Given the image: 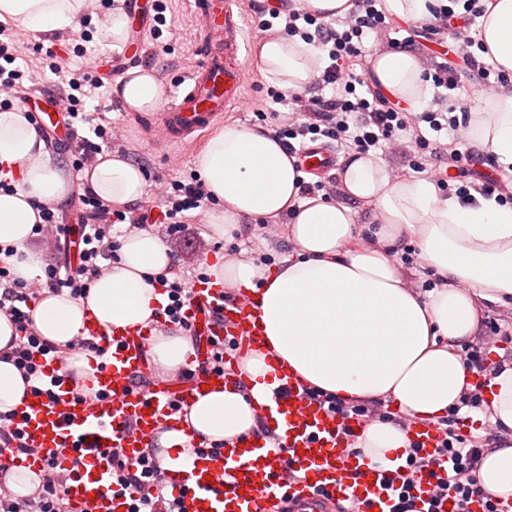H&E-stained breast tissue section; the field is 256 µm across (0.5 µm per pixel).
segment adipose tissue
<instances>
[{
  "instance_id": "1",
  "label": "adipose tissue",
  "mask_w": 512,
  "mask_h": 512,
  "mask_svg": "<svg viewBox=\"0 0 512 512\" xmlns=\"http://www.w3.org/2000/svg\"><path fill=\"white\" fill-rule=\"evenodd\" d=\"M479 36L498 67L512 74V0H485ZM86 0H0V21L33 32L74 29ZM321 50L315 43L276 35L265 39L258 58L269 77L288 91L310 82ZM421 57L412 51H379L370 78L390 98L412 111L424 108L429 89ZM131 112H154L167 89L147 70L127 71L113 88ZM468 122L480 146L512 166V91L472 107ZM195 168L218 207L208 215L211 232L226 237L244 222L277 223L290 215L288 238L296 259L279 267L225 259L210 273L226 286L257 291L265 326V351H249L238 364L247 389L228 385L186 408L185 421L200 439L231 441L249 436L257 409L270 391L274 366L291 370L304 385L341 401H390L401 413L437 421L458 405L476 377L457 348L474 336L483 304L512 301V206L495 199L462 205L442 196L429 176L392 178L376 155L351 154L338 172L336 200L299 195L293 158L268 132L226 126L195 159ZM0 169L12 172L15 192L0 191V246L18 251L16 275L27 283L43 276L41 256L28 246L39 203H58L72 184L53 164L45 141L27 112L0 109ZM82 178L102 199L119 205L138 200L144 175L132 161L104 156ZM370 210L364 224L355 206ZM413 237L437 284L413 288L391 251ZM171 256L148 231L127 236L120 260L96 281L88 298L43 294L33 324L44 339L65 347L86 314L118 328L152 323L167 295L153 278ZM151 364L174 373L195 357L183 330H153L147 340ZM487 404L501 436L483 458L477 481L499 497L512 496V367L490 365ZM407 446L405 432L387 422L370 424L356 447L365 460L396 466Z\"/></svg>"
}]
</instances>
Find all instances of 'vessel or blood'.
Wrapping results in <instances>:
<instances>
[{
  "label": "vessel or blood",
  "instance_id": "vessel-or-blood-1",
  "mask_svg": "<svg viewBox=\"0 0 512 512\" xmlns=\"http://www.w3.org/2000/svg\"><path fill=\"white\" fill-rule=\"evenodd\" d=\"M238 0H195L201 22L197 44L199 65L186 87L164 111L147 119L163 142L190 147L240 104L248 74V43ZM33 115L37 123L65 147H72L71 131L58 117L55 107L41 105ZM305 170L326 172L336 165V155L314 143L301 153ZM193 302L184 314L189 323L202 326L215 343L227 344L230 354L260 348L264 326L258 298L247 292L228 300L222 285L197 281L192 285ZM209 305L217 318L202 317L199 304ZM150 328L136 331L102 324L87 317L81 336L92 337L104 347V367L95 373L94 404L76 399L73 387L58 361L43 358V381L47 393L29 395L20 407L18 422L34 453L20 455L16 464L46 477L50 452L66 449L61 468L72 476L66 485L68 498L84 512H128L127 495L112 486L106 452L121 449L134 460L143 449L158 444L164 432L182 429L172 401L188 405L204 386L223 388L231 374L196 372L177 388L162 384L144 391L134 390L131 378L146 367V338ZM259 412L268 431L252 433L246 446L225 442L205 449L194 432H187L190 460L180 469H162L161 479L181 500L182 512H333L343 506L350 512H391L397 501L399 482L395 470L360 461L350 452L366 419L343 416L327 404L311 398L295 375L277 369L275 385ZM406 435L412 446L434 456L442 439L437 426L409 420ZM435 481L417 476L410 491L418 512H447L444 500L434 491Z\"/></svg>",
  "mask_w": 512,
  "mask_h": 512
}]
</instances>
